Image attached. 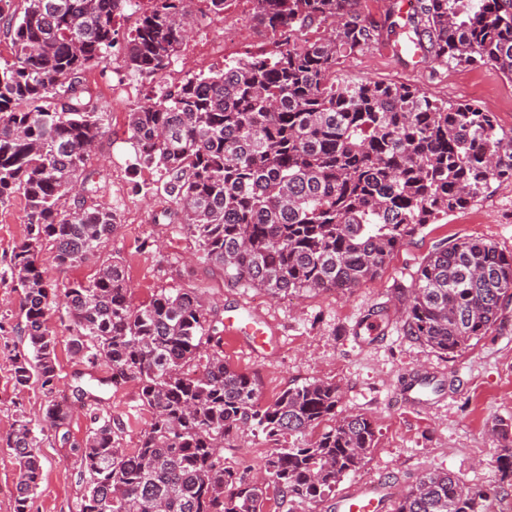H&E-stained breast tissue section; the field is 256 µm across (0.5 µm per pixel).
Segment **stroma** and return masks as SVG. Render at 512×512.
<instances>
[{"label": "stroma", "instance_id": "stroma-1", "mask_svg": "<svg viewBox=\"0 0 512 512\" xmlns=\"http://www.w3.org/2000/svg\"><path fill=\"white\" fill-rule=\"evenodd\" d=\"M253 0H227L221 20H199L164 76L176 84L186 74L223 67L224 59L251 53H276L283 41L257 24ZM236 30L225 43L223 58L212 57L211 45L224 42L225 29ZM338 77L352 81L403 83L429 97L451 103L480 105L491 112L500 130L512 134V81L490 66L442 67L429 59L404 54L392 38L368 50L343 57ZM104 134L85 175L98 193L88 204L118 206L120 221L95 259L58 267L54 251L44 248L40 264L46 280L57 287L93 277L100 263L119 258L126 267L134 304L148 301L161 289L191 288L217 309L220 317L253 318L270 339L267 348H250L245 336L225 337L224 361L255 376L259 401L271 402L289 384L314 379L336 382L342 390L341 413L371 417L377 445L364 465L336 486L344 493L375 483L397 493L422 475L448 471L469 486L502 482L500 444L490 433L494 421H512V305L485 336L467 349L445 355L407 336L398 289L410 285L424 259L443 241L479 238L512 252V181L493 183L468 207L427 224L401 246L379 275L346 293L317 292L271 298L257 288L230 287L221 270L208 264L194 239L173 214L174 206L157 188L155 170H133L134 148L128 139L127 107L113 106L112 78L100 70L86 72ZM25 201L15 197L0 206V268L6 267L25 236ZM386 307L392 323L368 335L364 323L376 307ZM47 326L56 336L60 363L58 388L70 393L85 363L69 349L71 333L51 310ZM434 370L446 380V396L428 409H405L393 401L398 384L409 373ZM113 416L124 422L122 447H136L151 422L136 383L105 386L99 392ZM46 397L39 388L17 390L9 362L0 354V512H14L17 466L6 446L19 411L40 418ZM91 426L89 410L74 403L67 425L68 441L54 430L40 436L43 478L30 512H77L85 493L86 474L74 449ZM275 443L261 431L244 428L224 444V465L257 477Z\"/></svg>", "mask_w": 512, "mask_h": 512}]
</instances>
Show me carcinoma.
Masks as SVG:
<instances>
[{"instance_id": "cac0c4a2", "label": "carcinoma", "mask_w": 512, "mask_h": 512, "mask_svg": "<svg viewBox=\"0 0 512 512\" xmlns=\"http://www.w3.org/2000/svg\"><path fill=\"white\" fill-rule=\"evenodd\" d=\"M0 0L12 58L0 63V205L25 200L26 235L0 277L21 290L23 350L9 351L11 379L47 397L43 419L21 412L7 437L18 477L15 512H28L42 478L38 433L62 428L69 406L53 399L59 379L52 305L69 322L70 348L117 386L134 382L152 412L136 448L120 447L123 422L91 410L74 447L88 474L79 512H263L261 483L224 467V441L241 428L273 441L323 427L305 447L275 448L261 469L288 503H319L357 471L377 441L373 420L338 411L341 390L324 380L292 384L258 403L256 380L224 363V322L191 288L134 305L124 265L104 262L88 282L62 292L44 277L39 254L57 266L95 256L119 219L70 191L82 178L103 123L86 71H107L120 47L125 66L159 74L191 26L188 0ZM355 0H255L260 24L288 33L278 53L224 63L159 87L130 109L134 169H154L186 230L230 287L270 295L348 291L375 278L424 225L465 208L495 182L512 181V136L471 103L432 99L401 83L336 79L342 56L362 52L383 30ZM138 14L120 36L119 19ZM389 4L388 33L400 47L448 66L484 64L512 80V0H415L404 23ZM337 26L308 36L325 19ZM72 201L65 206L66 201ZM512 302V253L483 239L437 246L406 289L403 328L454 354L502 320ZM503 476L512 477V430ZM504 487H468L432 472L402 493L393 512H489Z\"/></svg>"}]
</instances>
